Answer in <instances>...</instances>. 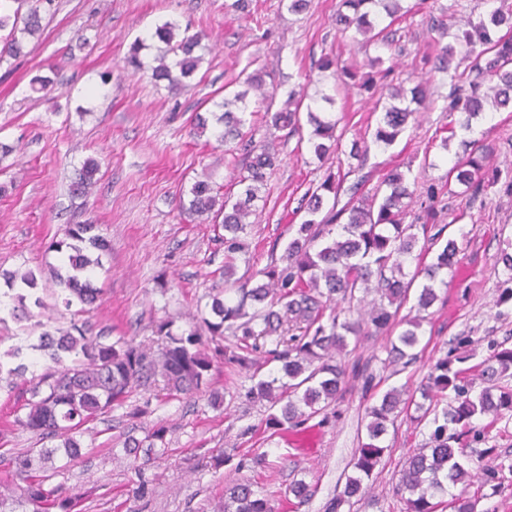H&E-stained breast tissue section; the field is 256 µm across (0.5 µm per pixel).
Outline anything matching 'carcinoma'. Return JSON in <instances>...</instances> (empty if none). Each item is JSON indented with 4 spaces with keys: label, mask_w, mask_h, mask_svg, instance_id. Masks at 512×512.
<instances>
[{
    "label": "carcinoma",
    "mask_w": 512,
    "mask_h": 512,
    "mask_svg": "<svg viewBox=\"0 0 512 512\" xmlns=\"http://www.w3.org/2000/svg\"><path fill=\"white\" fill-rule=\"evenodd\" d=\"M17 4L10 9V3ZM26 0H0V62L18 58L23 53V39L42 30L40 9L34 7L26 15L21 8ZM487 10L478 19L464 20L466 30L455 35L460 49L445 44L435 50L433 68L450 73L451 88L446 97L445 111L457 116L455 123L465 132L473 129V121L488 112L512 107V3L509 0H485ZM401 10L400 0H339L336 26L343 32H352L351 40L365 47L390 46L388 20H395ZM151 38L165 44L156 56L152 78L174 85L190 77L198 68L201 56L196 54L202 35H186L175 39V24L164 21L157 25ZM247 89L228 94L217 103L222 113L213 126L198 117L194 125L197 135L212 129L220 142L237 140L247 162L235 176L240 193L220 195L207 181L195 182L191 189L188 210L214 224H221L224 235V291H229L236 274V255L246 251L245 236L250 226L249 217L257 211V202L264 200L261 190L267 185L269 174L276 166L277 156L265 146L257 147L244 139L242 128L247 117L254 114L253 105L270 97L265 89L261 71L248 75ZM426 90L417 85L409 90L391 87L387 96H379L374 110L380 111L378 125L371 140L352 142L348 157L362 167L371 147L386 149L393 145L406 129L410 119L425 104ZM331 105L334 98L322 95L308 96L305 90L292 89L284 107L277 112H265V121L287 134L307 135V143L314 156L322 160L339 151L336 136L339 119L325 111L323 104ZM306 117H301V107ZM308 131H303V125ZM463 155L448 170L463 192L482 194L487 184H495L500 175L486 178L489 149L476 141H461ZM99 171L93 159L84 162L77 188L85 190L92 185ZM361 182L350 188L347 204L336 213L316 220L321 213L325 195L338 196L341 180L329 174L320 185L307 190L299 210L305 219L295 225L293 235L283 254L259 271L262 281L249 288L241 285L234 296L215 295L205 304L208 316L182 330L172 331L169 321L156 326L157 350L124 339L112 342L102 333H95L84 316L94 309L101 289L95 287L97 270L102 267L101 254L108 250V242L99 233L96 224H68L63 239L57 246L68 249L66 259L72 273L63 276L57 267L49 268V276L58 286L56 299L69 310L74 304L80 308L73 313L65 328L47 329L40 322L42 332L37 342L25 335L18 337L6 356L20 360L14 367L0 361V381L16 389L14 378L23 376L29 365L24 363L27 351H42L49 358L40 373H34L23 409L2 434L25 432L36 438L56 440L51 448H22L9 454H0V512H86V500L92 492L70 491L63 484H52L62 477L83 456L82 427L90 420L112 412L123 405L141 383L161 377L171 394L193 396L210 392L213 404H221L224 397L212 386L213 360L205 352L206 345L224 338L231 332L234 347L224 350V359L249 371L257 365L253 353L260 341L272 338L275 347L267 351L268 361L277 363L276 371L259 380L248 391L253 399L279 406V414L269 419L276 429H298L310 418L342 399L347 370L336 361V351L347 344V336H356L362 325L377 332L389 328L407 301L411 287L421 281L417 296L418 310L426 311L436 302H445L439 291L448 287V275L455 271L459 247L454 239H447L434 260L424 261L425 254L443 237L446 225L436 222L438 206L442 202L435 185L423 188L420 194L410 189V178L399 171L391 172L367 198L357 196ZM419 206V213L411 222L406 217L411 205ZM347 215L346 222L334 220ZM498 261L503 265V279L498 285L497 304L512 302V251L501 250ZM414 265L411 273L408 265ZM36 287V278L27 272L13 276L8 290L0 293V307L9 310L20 323L31 318L26 300L44 307L43 297L36 293H22L14 289L16 282ZM373 289L380 302L373 305L366 319L353 320L355 292ZM397 341L390 342L387 360L390 364L409 365L418 358L415 349L420 339L417 329L421 320L407 321ZM462 356H446L434 363L424 382L408 393L396 387L386 391L381 399L367 408L370 421L366 425V439L361 442L352 468L355 475L346 478L343 490L326 506V512H343L345 505L353 506L366 492L364 482L371 479L388 446L385 437L388 427L409 407L417 413L415 421L431 420L434 429L428 446L408 455L401 470L397 493L407 495L409 512H437L438 496L448 494L450 488L469 476L462 459L466 450L454 447L459 436L472 430L475 416L501 417L512 412V389L500 385L512 375V348L505 343L495 345L493 354L479 365L486 387L478 396H471V383L465 370L454 367L463 362ZM445 406H440V403ZM166 428L152 427L142 438L125 436L123 452L130 461V469L137 477L133 497H142L148 491L144 475L147 459L167 454L160 447L165 442ZM288 493L303 503L313 494L305 480H295ZM479 499L453 496L446 502L451 512H478ZM224 512H272L268 497L254 489L250 482H238L226 490Z\"/></svg>",
    "instance_id": "1"
}]
</instances>
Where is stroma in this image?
I'll return each mask as SVG.
<instances>
[{"label":"stroma","mask_w":512,"mask_h":512,"mask_svg":"<svg viewBox=\"0 0 512 512\" xmlns=\"http://www.w3.org/2000/svg\"><path fill=\"white\" fill-rule=\"evenodd\" d=\"M417 2L412 13L393 23L394 42L381 51L360 48L337 32L338 0H311L300 14L289 12L281 0H251L246 16L225 11L224 0H54L42 8L43 32L28 42L25 57L0 65V142L14 148L0 161V278L25 271L46 276L48 266L60 261L53 244L64 225H100L111 250L96 281L104 300L90 322L111 338L148 345L155 324L168 319L181 331L200 300L223 287L224 247L213 225L181 205L199 180L238 193L233 178L243 156L234 146L194 135L193 122L196 114L214 111L225 93L236 91L259 68L267 86L277 89L275 110L300 83L335 92L342 152L321 162L307 142L274 129L261 116L247 123V136L273 149L278 163L266 206L248 229L239 272H256L282 254L291 225L302 220L296 211L301 196L331 173L342 178V205L352 184H359L361 194H373L393 170L437 184L445 204L437 221L460 248L462 262L447 288L446 304L434 305L419 329L417 362L398 370L385 362L400 322L377 336L349 338L339 359L367 368L379 384L367 392L361 378H350L337 411L315 415L303 434L272 431L273 408L246 396L255 381L275 369L262 350L255 354L260 367L254 373L215 358L213 386L224 396L221 405H212L205 393L190 400L170 397L155 383L137 388L128 399L132 405L150 401L148 416L132 420L117 408L86 423L88 452L71 468L67 484L93 490L90 512H219L225 486L246 480L262 488L275 512H325L352 473L355 450L366 436L367 406L390 387H418L457 338H467L465 351L473 365L491 355L492 342L512 344V305L497 302L501 267L496 263L501 241L512 237V194L498 184L473 198L457 194L456 183L447 182L461 149L460 138L448 135L443 110L450 80L423 61L435 51L432 19L444 20L454 33L464 16L483 13L485 4ZM166 20L187 34H203L207 45L199 69L177 87L154 82L124 62L134 40ZM326 56L354 72L355 87L335 90L332 71L319 67ZM377 56L392 69L390 84L411 88L428 81L430 102L393 146L371 149L363 168L353 172L346 156L352 140L371 137L377 125L373 99L357 89L358 83L377 78L370 64ZM37 76L51 80L47 96L30 92ZM472 137L491 148V170L512 171V112H491L474 121ZM89 158L99 163L97 181L85 194L74 195L75 173ZM475 424L484 430L481 440H460L471 473L461 489L479 497L482 512H512V475L496 492L482 482L484 471L512 464V415L494 422L482 416ZM155 425L166 427L169 451L146 466L150 492L137 499L130 493L135 475L122 443L131 428ZM430 432V425L399 414L370 489L351 512H405L395 486L408 454L422 447ZM219 448L227 463L217 471L202 467L203 455ZM259 457L264 465H256ZM296 479L314 487L308 503L297 504L289 495Z\"/></svg>","instance_id":"1"}]
</instances>
